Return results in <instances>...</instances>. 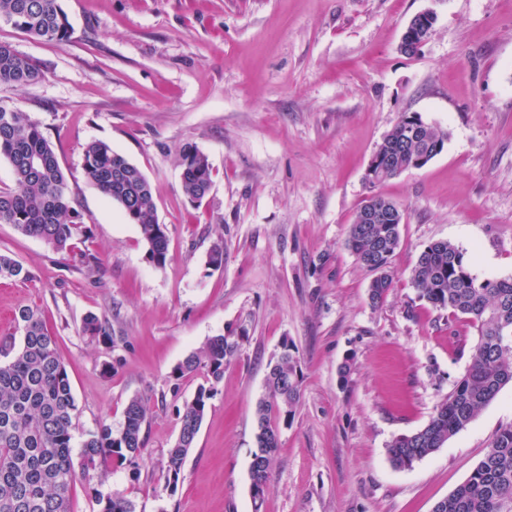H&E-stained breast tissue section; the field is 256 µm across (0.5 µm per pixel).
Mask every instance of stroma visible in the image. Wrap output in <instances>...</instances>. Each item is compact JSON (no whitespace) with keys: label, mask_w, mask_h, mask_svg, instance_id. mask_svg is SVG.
Instances as JSON below:
<instances>
[{"label":"stroma","mask_w":512,"mask_h":512,"mask_svg":"<svg viewBox=\"0 0 512 512\" xmlns=\"http://www.w3.org/2000/svg\"><path fill=\"white\" fill-rule=\"evenodd\" d=\"M69 41L0 22L44 80L0 86L51 140L84 217L68 254L0 224V253L32 274L0 280V338L40 308L77 407L75 443L120 430L147 402L136 469L78 481L71 512H100L119 490L135 512H252L255 407L283 339L297 346L300 402L282 427L261 512H432L467 479L500 426L512 385L441 448L394 467L390 442L427 424L465 372L475 328L419 301L409 273L424 245L462 249L478 279L512 277V0H60ZM436 16L419 54L400 53L410 18ZM406 113L448 133L441 154L378 187L406 221L385 303L347 249L370 193L369 161ZM100 139L154 189L170 258L153 265L137 225L85 178ZM212 165L201 205L184 195L179 154ZM220 269L208 268L214 245ZM95 267H87V258ZM414 316H407V309ZM112 339L83 336L88 314ZM246 329L216 384L176 490L164 483L179 412L206 378L173 369L209 337ZM348 375H341L342 365Z\"/></svg>","instance_id":"stroma-1"}]
</instances>
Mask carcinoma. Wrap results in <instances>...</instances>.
I'll use <instances>...</instances> for the list:
<instances>
[{
    "mask_svg": "<svg viewBox=\"0 0 512 512\" xmlns=\"http://www.w3.org/2000/svg\"><path fill=\"white\" fill-rule=\"evenodd\" d=\"M34 39L65 42L72 35L60 0H0V22ZM42 67L7 42H0V85L39 82ZM403 115L378 145L379 165L387 172L365 175L373 189L391 179L398 169L410 170L417 158L433 159L444 147L448 133L420 122L421 133L407 129ZM8 161L13 186L0 190V224L35 237L57 252H67L81 224L69 185L51 141L41 125L19 107L0 104V159ZM183 192L196 204L208 195L212 167L207 155L193 145L180 152ZM83 171L88 182L117 205L124 217L138 225L150 262L162 267L169 259V238L157 217L154 191L143 172L104 140L83 149ZM373 193L356 211L347 247L357 262L374 274L368 300L383 304L393 287L392 257L400 241L405 208L386 200L388 216L379 224L362 223ZM31 273L22 263L0 254V280L27 281ZM418 298L436 310L463 316L476 328L465 374L435 408L426 425L396 437L388 445L391 463L409 468L441 448L466 428L477 414L508 384H512V278L478 279L471 273L466 253L448 241L427 244L411 270ZM20 339L0 349V512H70L71 493L80 473L135 464L144 447L143 428L148 408L139 396L124 408L118 434L102 425L81 444V469L72 451L76 405L65 365L41 312L24 305L15 311ZM81 332L112 341L107 320L94 314L83 318ZM246 331H228L207 339L174 369V377L202 373L211 386H200L180 413V434L168 450L165 484L175 490L185 459L194 448L214 384L237 355ZM302 368L297 347L288 342L270 365L265 395L256 410V451L250 473L269 477L279 448L280 427L290 423L301 397ZM100 512H134V504L121 491L97 497ZM432 512H512V423L500 427L483 458L468 478Z\"/></svg>",
    "mask_w": 512,
    "mask_h": 512,
    "instance_id": "1",
    "label": "carcinoma"
}]
</instances>
